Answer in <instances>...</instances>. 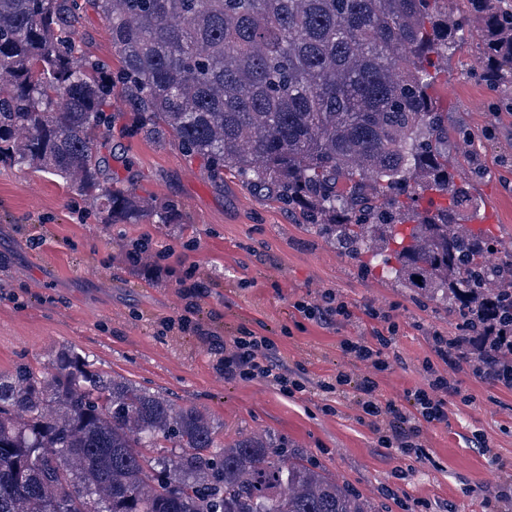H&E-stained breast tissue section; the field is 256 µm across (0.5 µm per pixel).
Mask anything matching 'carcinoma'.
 <instances>
[{
	"label": "carcinoma",
	"instance_id": "carcinoma-1",
	"mask_svg": "<svg viewBox=\"0 0 512 512\" xmlns=\"http://www.w3.org/2000/svg\"><path fill=\"white\" fill-rule=\"evenodd\" d=\"M0 0V162L51 174L99 212L169 214L108 177L112 98L256 191L301 208L464 332L458 359L497 381L512 336V249L460 223L471 175L448 162L430 93L448 48L482 32L485 81L512 86V0ZM118 67L80 47L89 13ZM194 406L100 371L71 348L0 373V512H374L269 436L223 445Z\"/></svg>",
	"mask_w": 512,
	"mask_h": 512
}]
</instances>
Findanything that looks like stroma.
Listing matches in <instances>:
<instances>
[{"mask_svg": "<svg viewBox=\"0 0 512 512\" xmlns=\"http://www.w3.org/2000/svg\"><path fill=\"white\" fill-rule=\"evenodd\" d=\"M481 33L460 32L448 72L432 92L448 114V158L479 171L470 193L472 229L512 248V89L478 77ZM112 151L123 155L137 193L175 201L169 223L109 221L58 177L0 163V372L36 367L74 347L95 367L181 406L208 412L221 441L265 433L304 453L377 512H512V387L463 362L447 364L433 335H458L436 303L363 266L233 175L211 182L199 159L139 134L128 105L114 99ZM470 135L459 144L457 129ZM166 250L162 272L126 259L132 243ZM201 295L186 312L183 285ZM331 292L350 320L305 318L295 304ZM398 325L389 366L371 371L344 355L343 339L370 335L369 310ZM269 337L279 363L306 389L289 396L265 379L228 380L218 370L234 336ZM454 382L448 419L423 427L420 458L380 447L358 420L357 388L373 377L386 399L426 386L429 371ZM350 382L328 392L337 372Z\"/></svg>", "mask_w": 512, "mask_h": 512, "instance_id": "obj_1", "label": "stroma"}]
</instances>
